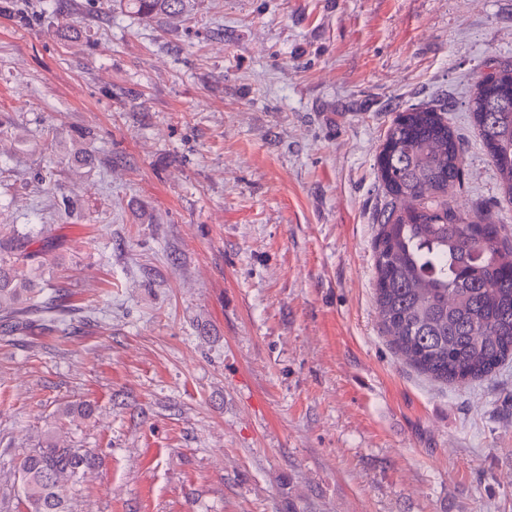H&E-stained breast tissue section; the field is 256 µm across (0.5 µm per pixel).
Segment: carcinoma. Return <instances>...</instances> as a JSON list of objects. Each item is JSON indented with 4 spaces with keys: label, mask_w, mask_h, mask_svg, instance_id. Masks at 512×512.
<instances>
[{
    "label": "carcinoma",
    "mask_w": 512,
    "mask_h": 512,
    "mask_svg": "<svg viewBox=\"0 0 512 512\" xmlns=\"http://www.w3.org/2000/svg\"><path fill=\"white\" fill-rule=\"evenodd\" d=\"M143 15L177 14L185 0H127ZM512 68L481 75L469 110L502 189L512 198ZM464 146L441 109L396 115L380 151L387 201L377 219L375 295L382 329L400 357L443 385L493 376L512 361V242L448 206ZM29 233L0 236V330H49L66 311L39 300L29 277ZM93 466L56 433L40 435L17 475L26 512H68L61 477Z\"/></svg>",
    "instance_id": "obj_1"
}]
</instances>
